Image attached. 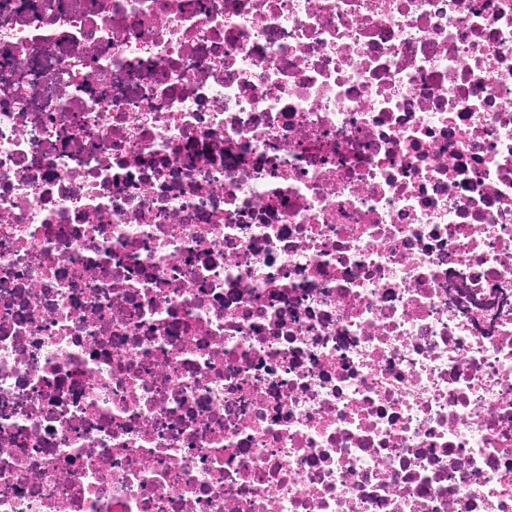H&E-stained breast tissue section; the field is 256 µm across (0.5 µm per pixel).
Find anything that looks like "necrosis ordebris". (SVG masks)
<instances>
[{"label": "necrosis or debris", "mask_w": 512, "mask_h": 512, "mask_svg": "<svg viewBox=\"0 0 512 512\" xmlns=\"http://www.w3.org/2000/svg\"><path fill=\"white\" fill-rule=\"evenodd\" d=\"M0 512H512V0H0Z\"/></svg>", "instance_id": "obj_1"}]
</instances>
